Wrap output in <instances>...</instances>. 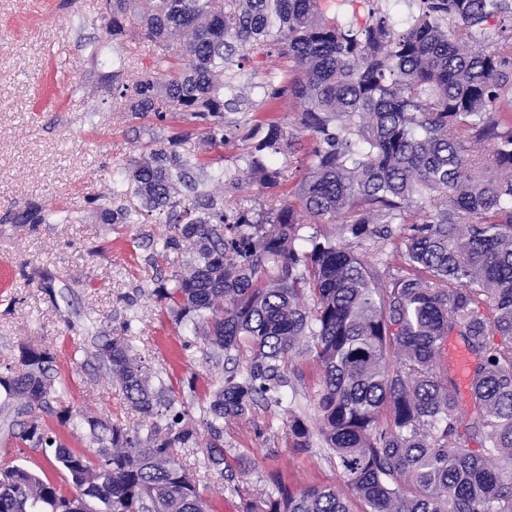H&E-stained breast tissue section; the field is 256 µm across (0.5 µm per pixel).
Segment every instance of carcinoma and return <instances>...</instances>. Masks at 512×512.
Wrapping results in <instances>:
<instances>
[{"instance_id": "1", "label": "carcinoma", "mask_w": 512, "mask_h": 512, "mask_svg": "<svg viewBox=\"0 0 512 512\" xmlns=\"http://www.w3.org/2000/svg\"><path fill=\"white\" fill-rule=\"evenodd\" d=\"M319 0H107L110 32L127 13L140 37L176 44L157 71L127 83L112 72L122 111L151 117L168 136L122 173L125 189L99 204L104 224H146L165 216L153 256L172 264L185 245L188 273L158 279L155 294L195 339L248 352L236 370L202 393L210 466L226 483L237 474L224 449V420L281 404L293 361L320 377L315 418L288 409V447L307 454L319 441L344 489L294 490L280 477L243 512H512V46L477 40L484 23L512 17V0H420L395 29L382 0L362 26L320 12ZM274 48L264 87L265 115L247 136L245 161L275 188L267 164L293 156L282 105L300 104L311 145L301 180L278 207L224 212V113L251 101L224 98L236 49ZM493 146L479 166L477 145ZM190 192L188 198L185 192ZM443 201L429 210L433 194ZM419 220L409 224L410 208ZM57 212L33 204L20 224H48ZM326 219L356 240H398L406 274L385 282L331 236L300 234L302 217ZM470 354L475 418L459 420L455 383L437 372L444 338ZM499 340L494 341L492 337ZM24 371L0 373V429L35 448L103 512H212L206 486L172 457L198 445V432L173 389L151 388L127 340L95 344L104 376L141 421L89 419L93 455L68 448L36 412L72 418L67 392L51 384L53 355L22 348ZM476 447H470V444ZM70 496L24 464L0 469V512H64Z\"/></svg>"}]
</instances>
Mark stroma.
Instances as JSON below:
<instances>
[{
	"instance_id": "stroma-1",
	"label": "stroma",
	"mask_w": 512,
	"mask_h": 512,
	"mask_svg": "<svg viewBox=\"0 0 512 512\" xmlns=\"http://www.w3.org/2000/svg\"><path fill=\"white\" fill-rule=\"evenodd\" d=\"M106 0H0V368L20 370V351L49 348L55 388H67L74 415L119 417L136 425L119 390L98 372L93 343L127 337L150 385L174 389L205 434V415L188 390L222 379L224 364L196 343L190 321H177L154 293L150 264L159 224L99 223L94 208L108 195L116 173L138 158L142 144L163 138L149 117L117 111L109 91L112 61L121 58L132 81L152 73L162 54L177 55L141 40L129 14L123 31L111 35ZM264 50L245 51L235 79L251 102L268 82ZM250 108L224 115V208L280 204L303 176L295 158L277 156L282 173L276 188L246 175L242 138L256 124ZM42 204L66 214V221L17 224L15 212ZM321 231L354 252L382 278L402 264L392 242L351 240L338 225L321 221ZM286 417L261 412L224 423V446L237 457L238 480L216 477L204 448L175 451V460L206 482L214 512H242L246 501L269 494L271 472L294 489L341 485L342 477L320 449L297 455L288 446ZM22 463L54 481L62 474L53 451L0 434V466Z\"/></svg>"
}]
</instances>
